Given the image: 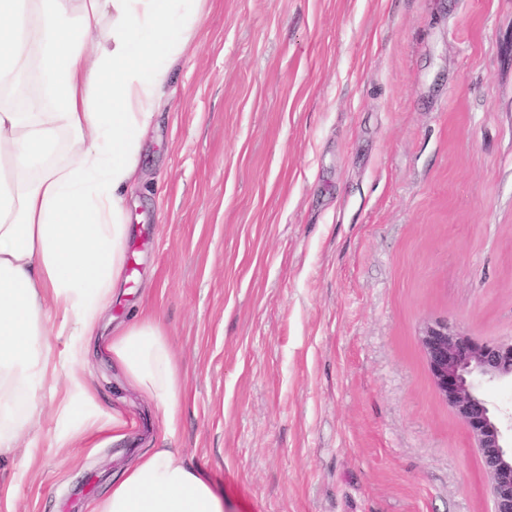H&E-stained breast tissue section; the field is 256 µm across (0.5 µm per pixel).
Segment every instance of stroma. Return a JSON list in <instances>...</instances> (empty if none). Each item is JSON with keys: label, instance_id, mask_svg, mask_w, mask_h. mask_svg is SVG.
Masks as SVG:
<instances>
[{"label": "stroma", "instance_id": "1", "mask_svg": "<svg viewBox=\"0 0 512 512\" xmlns=\"http://www.w3.org/2000/svg\"><path fill=\"white\" fill-rule=\"evenodd\" d=\"M166 100L81 368L127 435L58 445L48 380L0 512H92L149 441L225 512H492L416 333L512 339V0H205ZM135 315L186 385L171 433L101 349Z\"/></svg>", "mask_w": 512, "mask_h": 512}]
</instances>
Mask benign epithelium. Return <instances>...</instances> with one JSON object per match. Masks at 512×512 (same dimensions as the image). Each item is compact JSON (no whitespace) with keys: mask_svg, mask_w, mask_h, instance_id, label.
I'll return each mask as SVG.
<instances>
[{"mask_svg":"<svg viewBox=\"0 0 512 512\" xmlns=\"http://www.w3.org/2000/svg\"><path fill=\"white\" fill-rule=\"evenodd\" d=\"M418 341L437 393L480 450L493 512H512V425H503L481 389L484 383L512 382V341H479L446 319L425 321Z\"/></svg>","mask_w":512,"mask_h":512,"instance_id":"obj_1","label":"benign epithelium"}]
</instances>
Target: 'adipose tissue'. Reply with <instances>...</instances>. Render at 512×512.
<instances>
[{
	"label": "adipose tissue",
	"mask_w": 512,
	"mask_h": 512,
	"mask_svg": "<svg viewBox=\"0 0 512 512\" xmlns=\"http://www.w3.org/2000/svg\"><path fill=\"white\" fill-rule=\"evenodd\" d=\"M203 2L0 0V86L31 71L51 104L47 112L0 107L1 448L32 420L47 378L66 376L63 420L94 400L79 371L85 341L127 281L142 144ZM55 336L68 339L63 354ZM103 349L173 430L183 381L162 324H118ZM94 512H224V499L175 449L148 448Z\"/></svg>",
	"instance_id": "1"
}]
</instances>
